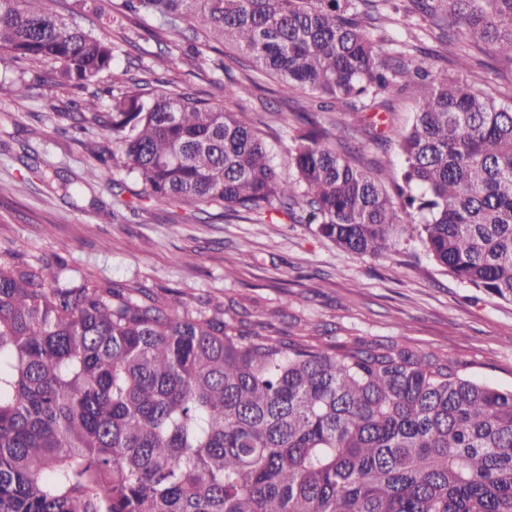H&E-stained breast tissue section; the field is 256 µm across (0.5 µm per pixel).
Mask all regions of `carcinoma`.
<instances>
[{
	"label": "carcinoma",
	"mask_w": 512,
	"mask_h": 512,
	"mask_svg": "<svg viewBox=\"0 0 512 512\" xmlns=\"http://www.w3.org/2000/svg\"><path fill=\"white\" fill-rule=\"evenodd\" d=\"M49 0H0V54L51 65L86 94L65 113L97 166L135 174L159 206L284 211L340 249L377 256L415 234L448 273L512 303V105L459 76L386 59L366 24L391 0H113L100 27L148 17L164 60L231 47L289 90L371 113L403 158L394 193L353 167L304 106L281 178L248 115L146 78L111 89L119 47ZM370 5L373 11H361ZM512 65V0H411L415 17ZM251 78L225 97L251 93ZM410 90L411 125L385 97ZM192 312L141 283L59 285L0 262V512H512V387L401 336L326 343Z\"/></svg>",
	"instance_id": "cac0c4a2"
}]
</instances>
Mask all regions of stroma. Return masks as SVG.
Returning <instances> with one entry per match:
<instances>
[{
    "label": "stroma",
    "instance_id": "35a3bbf8",
    "mask_svg": "<svg viewBox=\"0 0 512 512\" xmlns=\"http://www.w3.org/2000/svg\"><path fill=\"white\" fill-rule=\"evenodd\" d=\"M143 19L128 35L129 55L118 56L98 84L131 85L145 66L154 67L151 86L183 91L223 103L224 86L243 79V64L225 60L160 66L165 46L150 36ZM385 55L404 54L413 65L452 69L457 44L444 45L428 26L404 27L394 18L370 28ZM30 89L17 98L13 80ZM233 103L263 130L281 176L292 175L288 147L296 124L276 79ZM79 90L59 87L41 71L0 69V260L61 270V283L92 278L101 284L143 282L197 311L213 301L245 307L256 322L298 332L314 328L325 340L352 343L408 337L423 351H439L463 362L472 377L512 386V303L493 299L449 275L419 239L402 235L375 257L342 251L317 234L314 225L284 215L262 224L230 216L202 221L195 206H158L135 200L141 183L121 167L99 169L84 194L70 199L56 186L33 178L26 168L36 157L42 168L83 175L91 162L65 117ZM55 98L57 111L43 108Z\"/></svg>",
    "mask_w": 512,
    "mask_h": 512
}]
</instances>
